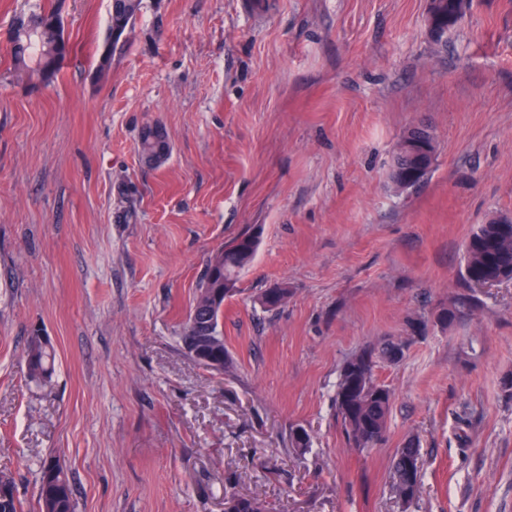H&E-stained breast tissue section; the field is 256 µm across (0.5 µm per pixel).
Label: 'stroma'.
<instances>
[{"instance_id": "35a3bbf8", "label": "stroma", "mask_w": 512, "mask_h": 512, "mask_svg": "<svg viewBox=\"0 0 512 512\" xmlns=\"http://www.w3.org/2000/svg\"><path fill=\"white\" fill-rule=\"evenodd\" d=\"M428 0H143L106 73L110 0H0V473L40 512L45 459L76 512H512V283L436 324L466 293L464 244L512 212V0H470L433 41ZM57 11L69 53L18 75L17 17ZM438 151L395 192L397 144ZM164 128L160 167L139 154ZM259 234L221 328L233 365L185 353L215 253ZM288 301L264 311L266 289ZM56 353L27 376L31 336ZM387 336L404 358L383 440L350 448L336 409L346 358ZM304 426L312 446L291 448ZM420 441L421 492L391 460ZM438 141L434 130L429 126L415 125L409 128L397 145L391 181L396 192L403 186L406 193L417 189L426 179L422 178L416 165L415 155H422L429 161L430 171L436 159ZM428 173V174H429ZM139 153L146 164L159 167L168 159L171 153V144L168 138L165 141L154 139L146 127L141 133ZM476 307L473 296H463L449 303V306L440 308L436 315V323L441 327H450L456 320L467 312H472ZM419 460L420 448L412 441L398 448L392 460L393 490L405 505L412 504L420 494Z\"/></svg>"}]
</instances>
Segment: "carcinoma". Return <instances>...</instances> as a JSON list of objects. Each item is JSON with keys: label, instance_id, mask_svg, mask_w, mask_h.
<instances>
[{"label": "carcinoma", "instance_id": "1", "mask_svg": "<svg viewBox=\"0 0 512 512\" xmlns=\"http://www.w3.org/2000/svg\"><path fill=\"white\" fill-rule=\"evenodd\" d=\"M142 8V0H115L109 10V31L117 30L124 35L127 28L136 20ZM468 4L462 0H437L435 6L434 29L445 33L455 28L461 21ZM68 53L60 19L56 12L32 14L18 21L13 32L11 55L14 69L25 74L31 73L41 80H48L57 70L59 63ZM438 141L434 130L429 126L415 125L409 128L397 145L391 181L395 190L402 188L411 192L423 182L416 165L415 156L421 155L429 164H434ZM139 153L142 160L159 167L171 153L169 141L153 138L148 129H143L140 137ZM258 245V234L246 230L224 244V272L212 277V268H207L199 283L192 309L200 316H210L212 327L209 333L212 350L225 356L224 368L232 366V361L224 348V336L219 330L222 310L210 306L211 289L222 286L237 292L240 273L252 262ZM463 279L469 288L480 287L484 283L512 282V215L496 213L477 225L471 232L464 247ZM288 285L280 284L259 297L261 306L270 311L280 308L288 300ZM476 303L470 296L460 297L440 308L436 323L450 327L464 313L475 309ZM403 341L387 337L378 344L364 348L349 356L341 365L336 392V406L341 417L347 443L360 450L378 445L386 432L392 406L391 390L375 378L377 362L396 363L405 354ZM29 351L36 352L37 361L28 367L32 378H45L52 371L55 355L52 348L43 345H29ZM420 449L410 442L397 449L393 460V490L396 497L405 505L412 504L420 494L419 477ZM48 496L56 498V512H75V501L70 478L60 463L53 459L41 465L39 500ZM224 502L236 504L238 512H264L263 504L251 497L234 493L224 495Z\"/></svg>", "mask_w": 512, "mask_h": 512}]
</instances>
